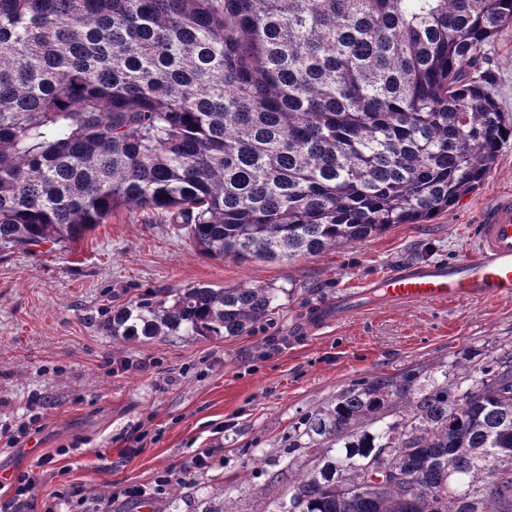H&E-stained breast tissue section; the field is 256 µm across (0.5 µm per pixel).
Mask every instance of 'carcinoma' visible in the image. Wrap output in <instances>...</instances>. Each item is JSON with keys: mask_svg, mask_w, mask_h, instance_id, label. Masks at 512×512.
<instances>
[{"mask_svg": "<svg viewBox=\"0 0 512 512\" xmlns=\"http://www.w3.org/2000/svg\"><path fill=\"white\" fill-rule=\"evenodd\" d=\"M511 24L512 0H0V250H58L118 209L240 262L422 223L512 138L484 68ZM283 293L162 288L104 328L244 336ZM455 368L372 373L301 417L288 451L321 461L277 512H512V349Z\"/></svg>", "mask_w": 512, "mask_h": 512, "instance_id": "carcinoma-1", "label": "carcinoma"}]
</instances>
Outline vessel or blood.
Masks as SVG:
<instances>
[{
    "mask_svg": "<svg viewBox=\"0 0 512 512\" xmlns=\"http://www.w3.org/2000/svg\"><path fill=\"white\" fill-rule=\"evenodd\" d=\"M477 249L452 262L400 266L362 291L342 296L336 304L316 308L315 327L341 320L365 300L376 297L387 305L460 298H512V199L500 200L475 226Z\"/></svg>",
    "mask_w": 512,
    "mask_h": 512,
    "instance_id": "1",
    "label": "vessel or blood"
}]
</instances>
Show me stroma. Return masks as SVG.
I'll return each instance as SVG.
<instances>
[{"label": "stroma", "instance_id": "35a3bbf8", "mask_svg": "<svg viewBox=\"0 0 512 512\" xmlns=\"http://www.w3.org/2000/svg\"><path fill=\"white\" fill-rule=\"evenodd\" d=\"M485 59L496 101L512 113V25ZM509 194L512 139L448 211L313 257L210 259L166 214L124 209L56 252L0 251V425H31L14 447L0 444V512H14L16 480L31 471L37 482L23 512H46L61 494L70 497L62 512H85L86 500L105 493L106 512H276L290 476L314 465L307 449L287 452L292 424L351 380L417 363L446 371L467 355L512 347V299L373 301L317 329L305 324L309 308L401 264L471 254L482 212ZM202 282L287 294L249 336L128 343L102 328L114 306ZM207 450L211 467L189 468ZM167 469L181 485L175 499L152 491ZM135 487L145 496L123 497Z\"/></svg>", "mask_w": 512, "mask_h": 512}]
</instances>
